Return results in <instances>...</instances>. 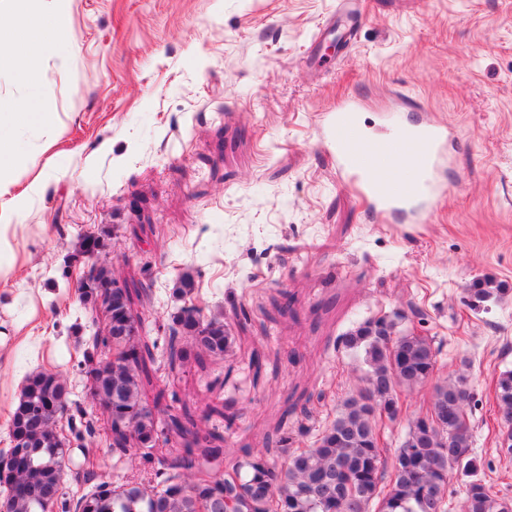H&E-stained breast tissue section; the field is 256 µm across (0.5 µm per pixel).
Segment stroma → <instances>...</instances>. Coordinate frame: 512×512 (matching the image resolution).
Returning a JSON list of instances; mask_svg holds the SVG:
<instances>
[{"mask_svg":"<svg viewBox=\"0 0 512 512\" xmlns=\"http://www.w3.org/2000/svg\"><path fill=\"white\" fill-rule=\"evenodd\" d=\"M66 28V55L45 57L37 87L0 75V98L53 115L6 132L18 159L0 200L16 214L0 247V453L26 377L52 371L92 426L58 427L66 490L89 464L115 485L132 475L84 362L107 321L73 289L82 238L101 234L98 262L142 286L156 418L189 409L199 435H223L225 467L275 445L288 406L324 427L361 375L338 336L388 316L439 346L437 379L466 377L470 455L512 499L495 400L512 370V293L485 310L466 293L484 277L512 286V0H69ZM401 94L454 132L448 192L416 224L368 215L322 141L323 113L350 95L380 139L381 104ZM185 272L235 338L202 369L168 359ZM430 395L399 392L391 445Z\"/></svg>","mask_w":512,"mask_h":512,"instance_id":"stroma-1","label":"stroma"}]
</instances>
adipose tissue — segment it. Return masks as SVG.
<instances>
[{"label": "adipose tissue", "instance_id": "obj_1", "mask_svg": "<svg viewBox=\"0 0 512 512\" xmlns=\"http://www.w3.org/2000/svg\"><path fill=\"white\" fill-rule=\"evenodd\" d=\"M12 21L0 24V72L21 77L28 85L37 86L40 60L59 54L67 33L62 23L65 0H53L52 24L30 14L28 0H17Z\"/></svg>", "mask_w": 512, "mask_h": 512}]
</instances>
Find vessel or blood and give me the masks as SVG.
<instances>
[{"label":"vessel or blood","mask_w":512,"mask_h":512,"mask_svg":"<svg viewBox=\"0 0 512 512\" xmlns=\"http://www.w3.org/2000/svg\"><path fill=\"white\" fill-rule=\"evenodd\" d=\"M362 103L346 99L325 113L324 142L344 183L378 222L413 219L445 191L438 178L447 126L429 120L392 118L391 133L373 148L361 120Z\"/></svg>","instance_id":"obj_1"}]
</instances>
